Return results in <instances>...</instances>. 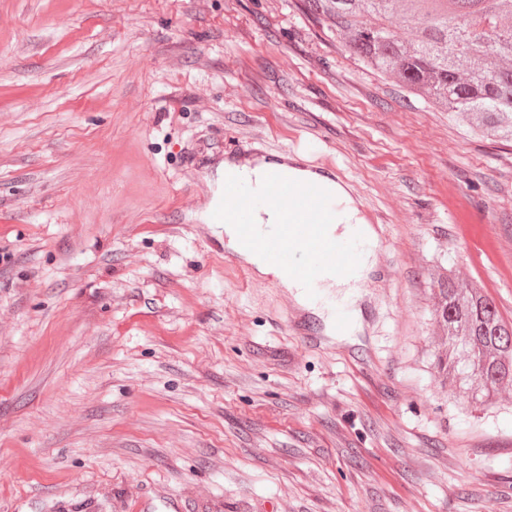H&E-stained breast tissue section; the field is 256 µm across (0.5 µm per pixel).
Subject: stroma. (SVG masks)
Segmentation results:
<instances>
[{
    "mask_svg": "<svg viewBox=\"0 0 512 512\" xmlns=\"http://www.w3.org/2000/svg\"><path fill=\"white\" fill-rule=\"evenodd\" d=\"M257 143L375 221L331 342L210 221ZM449 276L512 321V145L299 0H0V512H512V385L435 368ZM374 265L375 262L374 260H371L370 255L363 258L362 262L358 266V271L354 278L352 280H345L336 283V288H345V294L347 296L354 297L356 300L361 299L358 283L368 276Z\"/></svg>",
    "mask_w": 512,
    "mask_h": 512,
    "instance_id": "1",
    "label": "stroma"
}]
</instances>
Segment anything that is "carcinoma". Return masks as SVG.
I'll return each instance as SVG.
<instances>
[{"instance_id":"obj_1","label":"carcinoma","mask_w":512,"mask_h":512,"mask_svg":"<svg viewBox=\"0 0 512 512\" xmlns=\"http://www.w3.org/2000/svg\"><path fill=\"white\" fill-rule=\"evenodd\" d=\"M352 59L394 74L428 103L482 134L512 143V0H302ZM434 320L457 358H437L445 381L492 397L512 382V323L477 287L448 278Z\"/></svg>"}]
</instances>
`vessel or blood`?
I'll return each mask as SVG.
<instances>
[{"mask_svg": "<svg viewBox=\"0 0 512 512\" xmlns=\"http://www.w3.org/2000/svg\"><path fill=\"white\" fill-rule=\"evenodd\" d=\"M334 209L319 179L292 183L276 176L260 194L244 184L227 183L211 221L237 225L245 250L262 255L285 277L300 281L316 294L327 284L352 276L357 265L356 257L341 255L337 239L325 232ZM261 210L274 211L279 223L255 224L254 216Z\"/></svg>", "mask_w": 512, "mask_h": 512, "instance_id": "1", "label": "vessel or blood"}]
</instances>
